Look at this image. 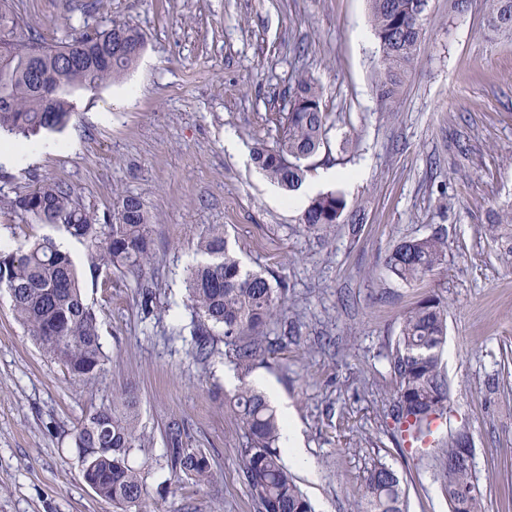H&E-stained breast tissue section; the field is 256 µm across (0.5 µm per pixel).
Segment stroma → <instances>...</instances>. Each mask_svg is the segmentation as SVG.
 Here are the masks:
<instances>
[{
    "label": "stroma",
    "mask_w": 512,
    "mask_h": 512,
    "mask_svg": "<svg viewBox=\"0 0 512 512\" xmlns=\"http://www.w3.org/2000/svg\"><path fill=\"white\" fill-rule=\"evenodd\" d=\"M49 43L127 23L145 50L122 79L76 92L72 116L47 133L56 153L20 167L0 163V242L62 229L33 224L11 199L45 181L69 185L99 217L121 195L143 200L152 260L143 274L90 269L72 258L99 316L107 364L73 383L15 319L0 291V512H114L85 483L73 436L86 410L129 391L149 436L131 464L146 481L145 512H255L240 469L243 431L227 406L238 384L263 376L300 425L311 470L289 472L313 512H353L352 489L374 462L408 482L407 512H448L390 415L395 383L386 356L402 315L427 296L448 310L441 365L450 383L447 425L473 435L475 475L488 512H512V262L487 226L512 205V40L484 29L482 0L457 13L429 0L427 33L402 89L381 102L383 69L367 0H14ZM322 88L326 139L308 162L360 171L337 180L365 220L328 235L303 229L300 209L275 200L254 160L226 151L276 147L300 78ZM250 271L285 282V305L250 369L231 361L222 334L195 358L186 277L209 225ZM443 230L448 262L409 286L385 266L404 238ZM153 287L144 313L138 279ZM207 456L211 477L175 481L165 430Z\"/></svg>",
    "instance_id": "35a3bbf8"
}]
</instances>
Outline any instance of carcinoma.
<instances>
[{
	"label": "carcinoma",
	"mask_w": 512,
	"mask_h": 512,
	"mask_svg": "<svg viewBox=\"0 0 512 512\" xmlns=\"http://www.w3.org/2000/svg\"><path fill=\"white\" fill-rule=\"evenodd\" d=\"M429 0H369L372 29L379 41L384 68L377 95L386 101L402 83L426 35ZM489 33L512 37V0H484ZM144 36L128 24L94 36L49 44L0 0V136L19 144L43 130H58L72 114L71 96L120 78L140 58L130 50ZM323 92L312 79L296 83L284 135L272 149L259 147L254 161L270 181L290 190L303 182L307 165L324 144L327 116ZM11 206L36 224L58 225L87 247L91 267L141 272L151 260L149 215L140 197L126 194L112 222L82 206L74 191L59 182L45 183L11 200ZM362 209L340 192L310 198L300 223L310 232L327 234L345 222L358 224ZM489 233L502 254L512 257V211L497 216ZM205 261L186 279L189 307L196 318V358L205 363L214 354L212 332L222 330L232 361L247 369L262 350L264 328L278 319L284 289L262 274L247 271L229 252L221 225L200 237ZM448 244L440 232L403 239L386 255L389 271L414 285L447 263ZM8 293L16 319L45 354L61 362L71 379L86 385L106 365L100 343L99 319L87 302L70 256L50 237L0 248V291ZM448 311L433 296L407 311L398 325L387 360L397 390L391 415L397 433L422 435L435 419L447 414L450 389L441 370ZM230 408L240 422L246 444L240 449L241 469L257 512H312L294 478L281 462L278 442L282 419L265 395L243 386ZM132 402L122 394L86 412L74 440L82 475L94 492L120 512H143L146 486L130 463L132 452L144 447ZM167 467L176 480L199 482L211 476L207 456L183 446L178 424L169 428ZM419 459L427 461L448 501L449 512H486L485 495L474 474L473 436L465 429L439 432L436 444ZM400 472L377 461L354 489L355 512H406V490Z\"/></svg>",
	"instance_id": "obj_1"
}]
</instances>
